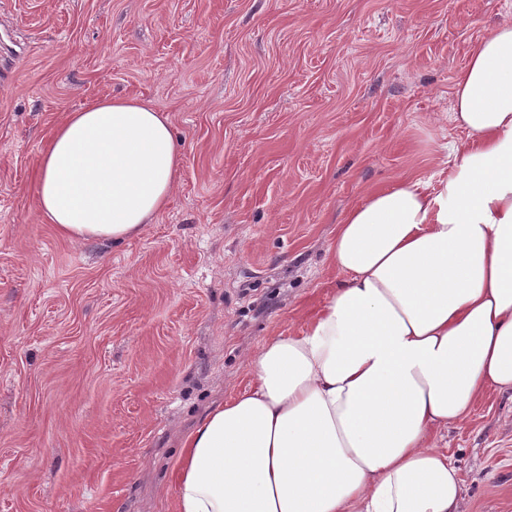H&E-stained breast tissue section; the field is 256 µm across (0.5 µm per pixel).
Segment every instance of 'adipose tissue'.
Returning <instances> with one entry per match:
<instances>
[{
  "mask_svg": "<svg viewBox=\"0 0 512 512\" xmlns=\"http://www.w3.org/2000/svg\"><path fill=\"white\" fill-rule=\"evenodd\" d=\"M452 118L470 139L447 177L353 206L328 302L300 335L262 344L249 389L184 435L175 512H460L435 432L512 389L511 21L471 48ZM179 167L166 113L96 99L44 148L39 210L74 242L132 239Z\"/></svg>",
  "mask_w": 512,
  "mask_h": 512,
  "instance_id": "ef3b65f1",
  "label": "adipose tissue"
}]
</instances>
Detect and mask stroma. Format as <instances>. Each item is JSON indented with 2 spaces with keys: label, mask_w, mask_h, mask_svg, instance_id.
Returning <instances> with one entry per match:
<instances>
[{
  "label": "stroma",
  "mask_w": 512,
  "mask_h": 512,
  "mask_svg": "<svg viewBox=\"0 0 512 512\" xmlns=\"http://www.w3.org/2000/svg\"><path fill=\"white\" fill-rule=\"evenodd\" d=\"M512 0H0V512H174L181 440L300 334L372 191L438 183L471 47ZM170 116L167 207L120 244L45 223L35 174L67 113ZM461 512H512V392L439 431Z\"/></svg>",
  "instance_id": "stroma-1"
}]
</instances>
